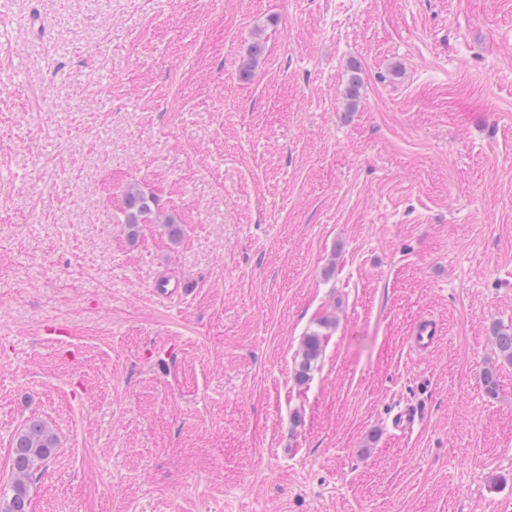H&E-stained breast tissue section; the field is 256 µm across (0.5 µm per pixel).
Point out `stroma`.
<instances>
[{
	"instance_id": "stroma-1",
	"label": "stroma",
	"mask_w": 512,
	"mask_h": 512,
	"mask_svg": "<svg viewBox=\"0 0 512 512\" xmlns=\"http://www.w3.org/2000/svg\"><path fill=\"white\" fill-rule=\"evenodd\" d=\"M132 183L179 241L129 237ZM158 282L188 292L159 303ZM497 324L512 0H7L0 485L45 421L31 512H512ZM440 335V327L429 315L422 316L410 336L411 348L415 353L425 354L434 348ZM321 353V338L319 334L312 333L306 336L303 344L301 360L295 371L296 380L305 382L309 379L312 364L315 363Z\"/></svg>"
}]
</instances>
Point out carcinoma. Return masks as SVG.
<instances>
[{"label": "carcinoma", "mask_w": 512, "mask_h": 512, "mask_svg": "<svg viewBox=\"0 0 512 512\" xmlns=\"http://www.w3.org/2000/svg\"><path fill=\"white\" fill-rule=\"evenodd\" d=\"M362 87L361 69L357 62L349 63V78L344 95L349 107H354L360 97ZM155 199L143 192L138 185L131 184L124 193L123 224L128 234L134 237L140 225L149 222L163 226L169 238L177 241L181 235L180 225L173 217L167 215L155 219ZM494 345L497 356L507 363H512V330L497 327L493 330ZM321 353V338L312 333L306 336L301 360L295 371L296 380L305 382L309 379L312 364ZM57 447L56 436L42 420H28L13 439L10 458L13 479L9 485L0 488V512H29L30 484L41 465L47 461Z\"/></svg>", "instance_id": "obj_1"}]
</instances>
